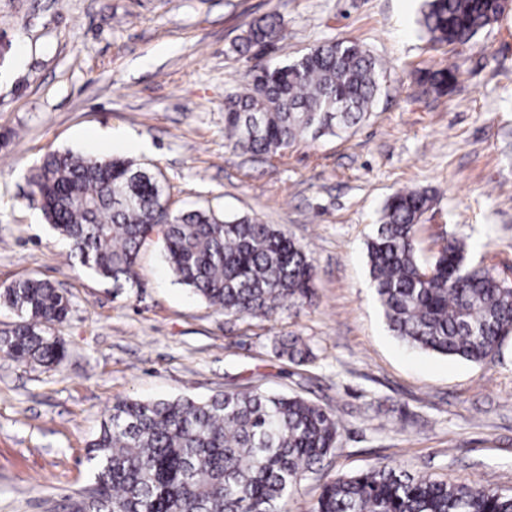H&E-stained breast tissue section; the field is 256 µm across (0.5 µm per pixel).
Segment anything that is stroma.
Masks as SVG:
<instances>
[{
  "label": "stroma",
  "mask_w": 512,
  "mask_h": 512,
  "mask_svg": "<svg viewBox=\"0 0 512 512\" xmlns=\"http://www.w3.org/2000/svg\"><path fill=\"white\" fill-rule=\"evenodd\" d=\"M420 0H0V287L34 276L72 301L54 333L59 370L0 355V512H72L94 481L87 444L113 403L260 388L330 407L341 451L288 500L308 512L326 476L378 460L446 482L512 491V339L473 364L407 348L389 331L366 242L385 201L427 191L418 245L430 256L466 238L473 262L512 279V7L456 46L431 44ZM286 23L265 57L284 64L351 41L384 66L369 117L338 137L301 141L262 160L224 138V101L253 58L234 52L247 25ZM451 67L441 96L419 83ZM133 135L146 150L104 148ZM51 151L128 157L160 171L171 210L254 215L310 254L315 294L270 320L227 318L177 283L161 242L136 260L139 285L114 293L68 248L31 200ZM302 337L316 359L275 345Z\"/></svg>",
  "instance_id": "obj_1"
}]
</instances>
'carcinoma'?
I'll list each match as a JSON object with an SVG mask.
<instances>
[{
	"label": "carcinoma",
	"instance_id": "obj_1",
	"mask_svg": "<svg viewBox=\"0 0 512 512\" xmlns=\"http://www.w3.org/2000/svg\"><path fill=\"white\" fill-rule=\"evenodd\" d=\"M500 0H424L418 24L434 44L465 45L497 22ZM285 31L277 14L253 21L234 49L257 56ZM451 68L427 70L441 94ZM385 75L362 46L332 41L283 66L265 65L227 98L224 134L234 150L282 157L294 144L336 136L362 123ZM33 195L69 258L121 291L135 285L143 242L163 237L177 282L226 317L270 319L313 296L315 267L284 230L248 215L211 210L165 215L161 174L133 159L46 154L31 176ZM430 198L402 190L387 200L367 241L377 300L391 332L408 346L483 364L512 337V281L467 259L451 239L430 258L416 246ZM0 307L19 321L0 332V353L56 370L65 342L53 334L71 309L68 294L28 277L0 289ZM296 363L315 358L300 336L279 343ZM335 412L299 395L253 389L207 399H122L88 445L96 474L78 512H288V498L337 448ZM309 512H512V494L485 482L447 483L412 476L388 462L324 483Z\"/></svg>",
	"mask_w": 512,
	"mask_h": 512
}]
</instances>
